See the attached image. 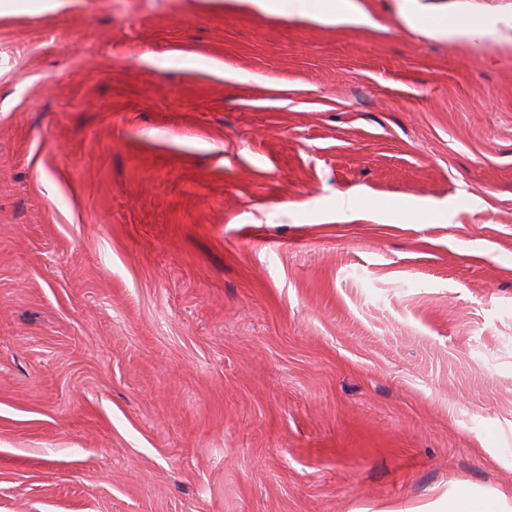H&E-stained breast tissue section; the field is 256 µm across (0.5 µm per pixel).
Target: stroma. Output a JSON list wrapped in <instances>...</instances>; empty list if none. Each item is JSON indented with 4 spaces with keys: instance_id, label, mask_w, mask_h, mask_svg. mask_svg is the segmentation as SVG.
<instances>
[{
    "instance_id": "stroma-1",
    "label": "stroma",
    "mask_w": 512,
    "mask_h": 512,
    "mask_svg": "<svg viewBox=\"0 0 512 512\" xmlns=\"http://www.w3.org/2000/svg\"><path fill=\"white\" fill-rule=\"evenodd\" d=\"M368 2L0 0V512H512V30ZM290 0L288 8L315 22L333 21L336 25L375 27L376 21L365 0ZM396 11L413 29L428 36L474 44L497 38L502 28L512 27V3L495 11L462 16L458 12H426L419 0H393ZM440 16L441 19L431 17Z\"/></svg>"
}]
</instances>
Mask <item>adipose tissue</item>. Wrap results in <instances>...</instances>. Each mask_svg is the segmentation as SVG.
Returning <instances> with one entry per match:
<instances>
[{
	"label": "adipose tissue",
	"mask_w": 512,
	"mask_h": 512,
	"mask_svg": "<svg viewBox=\"0 0 512 512\" xmlns=\"http://www.w3.org/2000/svg\"><path fill=\"white\" fill-rule=\"evenodd\" d=\"M265 10L283 8L308 16L316 22L333 21L354 27H372L376 21L366 0H255ZM398 14L413 29L428 36L473 44L497 38L501 29L512 27V0L495 11L464 16L457 12L432 18L419 0H393Z\"/></svg>",
	"instance_id": "1"
}]
</instances>
